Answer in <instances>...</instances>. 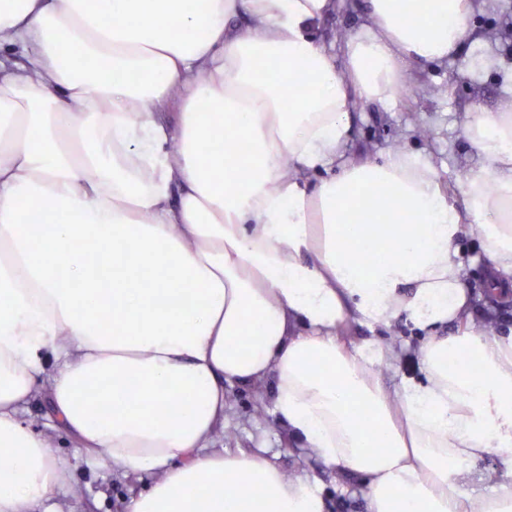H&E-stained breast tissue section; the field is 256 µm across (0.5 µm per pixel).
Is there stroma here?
I'll list each match as a JSON object with an SVG mask.
<instances>
[{
	"label": "stroma",
	"instance_id": "1",
	"mask_svg": "<svg viewBox=\"0 0 512 512\" xmlns=\"http://www.w3.org/2000/svg\"><path fill=\"white\" fill-rule=\"evenodd\" d=\"M334 11L315 27L318 37L332 44L338 31L354 32L362 21L363 0H335ZM474 39L463 53L441 63L412 71L414 92L399 95L396 104L381 106L361 102L354 109L351 153L367 157L410 147L431 156L439 179L456 185L461 172L478 170L482 158L469 142L465 127L469 112L512 110V0H488L476 12ZM432 135L420 137L419 128ZM230 408L220 448L248 450L262 447L269 459L293 475H310L321 481L329 512H366L358 484L336 492L339 475L328 471L314 456L296 448L273 415L256 421L257 393L240 386L230 394ZM51 451L65 458L69 472L59 498L63 512H123V502L140 480L90 464L82 451L65 445L58 433L50 435Z\"/></svg>",
	"mask_w": 512,
	"mask_h": 512
}]
</instances>
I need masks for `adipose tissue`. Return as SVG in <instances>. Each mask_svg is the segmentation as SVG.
<instances>
[{
    "instance_id": "ef3b65f1",
    "label": "adipose tissue",
    "mask_w": 512,
    "mask_h": 512,
    "mask_svg": "<svg viewBox=\"0 0 512 512\" xmlns=\"http://www.w3.org/2000/svg\"><path fill=\"white\" fill-rule=\"evenodd\" d=\"M331 6L0 0L26 56L0 68V512H61L39 388L90 461L155 473L125 512H326L317 479L214 447L242 385L368 512H512V462L466 483L512 449V329L477 327L460 246L512 290V113H472L483 165L454 192L411 150L344 156L353 100L461 53L477 0H367L337 54L312 32ZM401 316L416 377L340 336ZM507 458H510L508 451L493 452L475 463L470 482V488L474 493L487 495L492 492L494 481L489 479L488 475L501 470Z\"/></svg>"
}]
</instances>
